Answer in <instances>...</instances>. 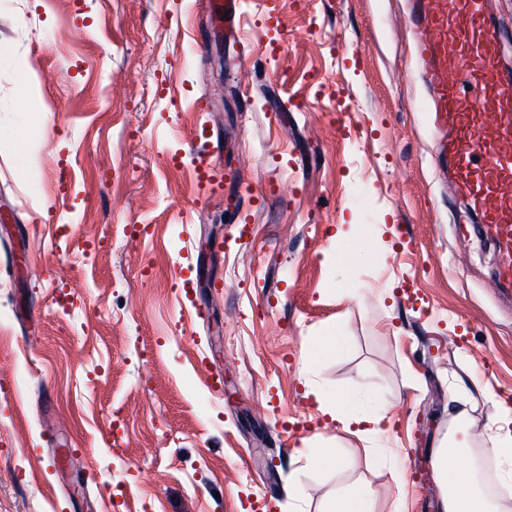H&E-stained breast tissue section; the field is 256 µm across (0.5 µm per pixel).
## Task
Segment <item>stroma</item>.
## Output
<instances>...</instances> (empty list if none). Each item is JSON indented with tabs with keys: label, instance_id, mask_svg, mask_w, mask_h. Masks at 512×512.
Wrapping results in <instances>:
<instances>
[{
	"label": "stroma",
	"instance_id": "stroma-1",
	"mask_svg": "<svg viewBox=\"0 0 512 512\" xmlns=\"http://www.w3.org/2000/svg\"><path fill=\"white\" fill-rule=\"evenodd\" d=\"M404 0H0V512H440L512 401V307L441 185ZM338 336L336 354L315 337ZM385 403L371 445L326 406ZM336 448L335 469L310 453ZM242 0H206L207 8L211 15L224 21V29L236 36V24L241 15ZM448 399L457 404L454 419L458 425L446 446L439 445L435 449L436 476L440 485L445 488L442 498V512H489L495 511L489 499L477 484L471 464L458 467L448 464V457L456 458L467 455L471 447L472 435L468 426V399L460 395L454 388L448 390ZM327 512H376L373 498L368 490L351 486L339 494Z\"/></svg>",
	"mask_w": 512,
	"mask_h": 512
}]
</instances>
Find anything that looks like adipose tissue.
Returning a JSON list of instances; mask_svg holds the SVG:
<instances>
[{"instance_id":"adipose-tissue-1","label":"adipose tissue","mask_w":512,"mask_h":512,"mask_svg":"<svg viewBox=\"0 0 512 512\" xmlns=\"http://www.w3.org/2000/svg\"><path fill=\"white\" fill-rule=\"evenodd\" d=\"M448 398L456 405L457 428L446 445L435 450L436 476L444 488L442 512H492L493 506L477 484L471 467L453 465L455 457L465 455L472 443L468 426V400L456 390ZM485 447L500 462L506 463V478H512V409L500 408L488 426Z\"/></svg>"}]
</instances>
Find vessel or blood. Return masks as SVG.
I'll return each instance as SVG.
<instances>
[{"mask_svg": "<svg viewBox=\"0 0 512 512\" xmlns=\"http://www.w3.org/2000/svg\"><path fill=\"white\" fill-rule=\"evenodd\" d=\"M211 15L235 33L242 0H206ZM423 107L443 137L432 155L492 245L494 278L512 302V67L503 65L505 35L486 0H407Z\"/></svg>", "mask_w": 512, "mask_h": 512, "instance_id": "1", "label": "vessel or blood"}]
</instances>
